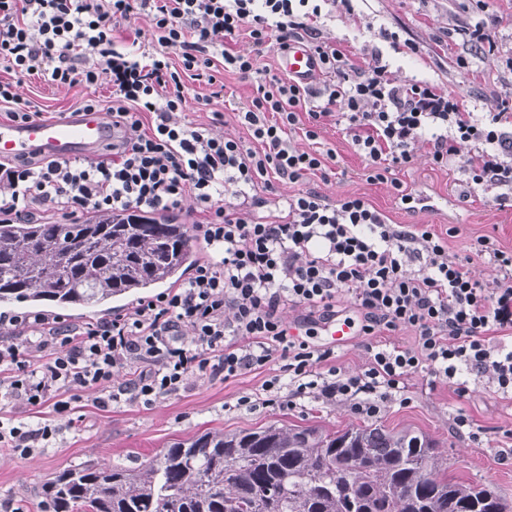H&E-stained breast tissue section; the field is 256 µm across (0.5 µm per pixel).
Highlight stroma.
<instances>
[{
	"instance_id": "1",
	"label": "stroma",
	"mask_w": 512,
	"mask_h": 512,
	"mask_svg": "<svg viewBox=\"0 0 512 512\" xmlns=\"http://www.w3.org/2000/svg\"><path fill=\"white\" fill-rule=\"evenodd\" d=\"M483 13L475 0H354L352 10L330 9L322 19V32L354 53L365 47L380 50L396 79L429 80L459 93L479 119L496 111L501 98L512 92V0H491L489 4L487 13L496 20L495 54H475L455 35L458 26L476 23ZM462 57L473 63V71L458 66ZM0 79L16 82L23 98L34 100L57 119L79 109L88 95L79 85L57 86L35 76L16 77L2 65ZM224 84L226 96L211 101L206 86L189 81V116L207 125L213 113H223V123L214 125L216 132L237 136L241 130L234 113L249 102L253 89L250 82L230 71L224 74ZM321 140L336 152L334 172L326 178L310 177L305 185L328 201L361 196L392 223L429 224L440 234L458 226L460 233L449 239L448 248L460 256L482 235L492 237L501 249L512 250V205L499 206L493 192L480 186L468 191L462 172L436 167L426 149H419L398 174L418 200L416 208L409 211L390 184L365 180L363 158L335 121L326 122ZM263 379L257 372L228 381L195 379L177 395L149 408L122 403L103 411L92 396H84L72 403L70 423L63 425L46 447L25 458L0 450V512H44L37 494L40 485L84 461L134 466L174 440L205 431L256 429L276 421L337 430L358 420L347 406L317 398L305 399L285 411L236 408L239 397L260 391ZM460 409L482 428V444L456 431L453 418ZM376 422L435 439L448 454L450 473L490 486L512 500V438L505 436L512 431V398L475 382L470 395L461 399L448 383L440 381L431 388L419 380L410 406L388 401Z\"/></svg>"
}]
</instances>
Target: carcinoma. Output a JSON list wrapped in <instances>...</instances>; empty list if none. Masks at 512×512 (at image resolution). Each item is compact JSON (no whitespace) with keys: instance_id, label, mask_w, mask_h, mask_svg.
I'll list each match as a JSON object with an SVG mask.
<instances>
[{"instance_id":"1","label":"carcinoma","mask_w":512,"mask_h":512,"mask_svg":"<svg viewBox=\"0 0 512 512\" xmlns=\"http://www.w3.org/2000/svg\"><path fill=\"white\" fill-rule=\"evenodd\" d=\"M193 261L186 225L157 215L0 223V303L103 306L173 284ZM43 495L51 512H512L448 473L427 436L373 424L207 431L137 466L77 465Z\"/></svg>"}]
</instances>
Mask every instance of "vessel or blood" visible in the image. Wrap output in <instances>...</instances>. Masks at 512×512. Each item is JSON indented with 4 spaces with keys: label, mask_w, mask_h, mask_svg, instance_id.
<instances>
[{
    "label": "vessel or blood",
    "mask_w": 512,
    "mask_h": 512,
    "mask_svg": "<svg viewBox=\"0 0 512 512\" xmlns=\"http://www.w3.org/2000/svg\"><path fill=\"white\" fill-rule=\"evenodd\" d=\"M279 67L289 77L311 83L319 64L309 45L302 40L291 42L279 55ZM110 121L98 109L79 110L58 121L0 120V158H19L33 154L47 158L69 157L76 153L92 155L109 141Z\"/></svg>",
    "instance_id": "vessel-or-blood-1"
}]
</instances>
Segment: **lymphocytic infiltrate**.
<instances>
[{
	"label": "lymphocytic infiltrate",
	"mask_w": 512,
	"mask_h": 512,
	"mask_svg": "<svg viewBox=\"0 0 512 512\" xmlns=\"http://www.w3.org/2000/svg\"><path fill=\"white\" fill-rule=\"evenodd\" d=\"M153 22V45L122 24ZM313 0H0V63L20 76L61 85H112V142L105 154L0 161V221L31 222L46 212L77 221L89 214L182 212L192 199L205 221L192 224L202 256L179 287L78 329L30 312L13 317L23 342H0V398L52 404L66 413L84 395L107 410L152 406L194 378L264 372L258 403L280 410L320 397L378 417L388 398L411 402L426 373L458 398L469 376L512 396V251L486 236L468 256L426 224H393L360 196L328 202L300 181L326 173L334 150L293 146L289 131L319 139L334 113L364 157L368 178L388 174L428 145L433 163L460 169L467 185L512 197V131L507 112L474 120L453 93L423 80L396 81L381 52L353 61L322 39ZM247 36L253 50L233 51ZM306 36L322 89L265 75L257 57ZM255 79L237 112L246 137L189 121L185 79L223 88V70ZM297 184L280 196L275 181ZM489 261L495 284L480 281ZM353 309L366 361L336 364V345L315 343L321 325ZM411 332L412 345L389 343ZM58 424L0 422V447L21 456L51 439Z\"/></svg>",
	"instance_id": "lymphocytic-infiltrate-1"
}]
</instances>
